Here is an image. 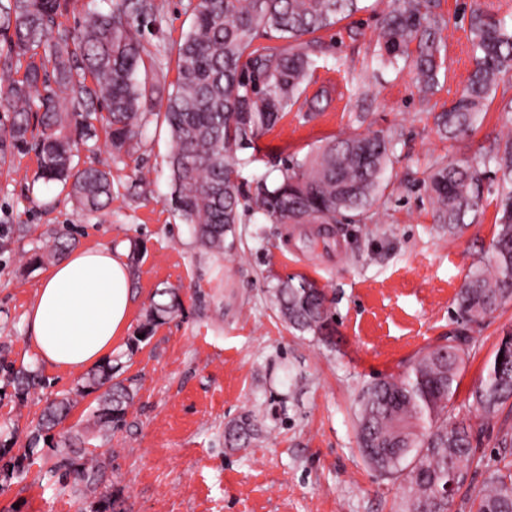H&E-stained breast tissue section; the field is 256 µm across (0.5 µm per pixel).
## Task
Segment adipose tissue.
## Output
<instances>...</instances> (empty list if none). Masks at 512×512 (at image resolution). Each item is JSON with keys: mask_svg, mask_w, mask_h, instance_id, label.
Listing matches in <instances>:
<instances>
[{"mask_svg": "<svg viewBox=\"0 0 512 512\" xmlns=\"http://www.w3.org/2000/svg\"><path fill=\"white\" fill-rule=\"evenodd\" d=\"M132 297L124 247L69 251L46 275L26 315L28 341L58 368L99 364L128 327Z\"/></svg>", "mask_w": 512, "mask_h": 512, "instance_id": "ef3b65f1", "label": "adipose tissue"}]
</instances>
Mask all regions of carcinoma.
Masks as SVG:
<instances>
[{
	"mask_svg": "<svg viewBox=\"0 0 512 512\" xmlns=\"http://www.w3.org/2000/svg\"><path fill=\"white\" fill-rule=\"evenodd\" d=\"M73 0H0V165L20 150L35 151L40 177L69 187L81 209L95 213L112 202V176L73 163L80 146L103 131L117 152L129 151L143 127V108L155 86L138 79L147 67L139 36L155 15L153 0H113L107 13L93 12L66 24ZM360 0H197L192 30L176 54L174 90L157 115L167 123L174 208L193 226L200 245L222 254L241 213L262 215L271 224H336L361 221L385 204V173L395 139L383 132L333 140L304 160L283 161L276 182L260 179L247 191L240 168L257 160L259 138L271 130L307 91L318 40L316 32L359 10ZM449 20L439 0H387L380 45L382 61L407 68L422 99H428L445 65L443 31ZM292 40L286 47H253L259 32ZM467 40L473 69L458 99L434 115L437 132L459 140L473 131L500 82L512 75V12L471 0ZM322 86L305 99L310 112L331 103ZM252 150L240 158V150ZM497 180L498 232L489 256L468 273L456 294L459 335L512 302V137L491 144L471 160L437 161L423 179L437 223L454 236L467 216L482 213V184ZM44 257L56 262L75 245L66 228L48 230ZM136 346L156 326L182 309L180 289L159 293ZM282 318L301 334L328 330L330 312L323 289L293 276L273 292ZM457 335V336H459ZM456 335L448 340H457ZM469 355L468 345H436L399 375L365 384L358 396L356 435L367 465L399 482L401 512H452L455 493L476 463L473 425L457 419L452 400ZM0 378L23 399L46 385L38 371L16 366L0 354ZM104 389L92 413V427L104 438L126 425L133 389L114 380L112 360L99 365L83 384L47 406L29 432L21 453L0 442V486L22 475L40 442L74 407L73 396ZM476 417L490 422L512 412V334L502 337L471 392ZM256 419L245 414L226 432L233 446L257 435ZM75 435L53 450L50 472L97 491L103 461L66 452L78 448ZM468 512H512V465L488 476L466 495Z\"/></svg>",
	"mask_w": 512,
	"mask_h": 512,
	"instance_id": "carcinoma-1",
	"label": "carcinoma"
}]
</instances>
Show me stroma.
<instances>
[{
  "mask_svg": "<svg viewBox=\"0 0 512 512\" xmlns=\"http://www.w3.org/2000/svg\"><path fill=\"white\" fill-rule=\"evenodd\" d=\"M471 0H441L451 19L444 31L446 69L428 102L409 70L375 58L385 0H360L352 17L316 34L313 86L339 92L321 112L293 106L259 140L258 161L241 171L276 181L282 160L304 158L318 146L381 130L396 141L389 198L360 223L271 224L243 217L222 255L203 250L171 203V135L150 114L130 152L105 140L78 161L111 171V203L90 214L68 190L38 177L34 152L15 153L0 169V346L16 363L40 369L49 385L26 399L0 390V426L22 448L48 400L74 389L84 371L42 364L27 340L26 313L50 270L39 261L46 232L69 225L77 248L123 244L134 296L129 337L143 323L156 290H182L181 312L154 336L112 362L131 379L135 399L126 426L110 439H90L86 455L105 460L101 484L123 512H399L396 482L365 463L356 438L357 395L369 381L402 371L456 328L455 297L471 267L486 258L497 232L493 211L448 235L435 224L425 171L435 160L471 157L512 131V83L502 82L484 120L465 139L442 138L432 115L461 94L471 68L465 32ZM155 18L142 36L145 52L164 63L173 87L179 44L197 0H154ZM324 288L335 319L331 338L289 328L271 294L289 275ZM512 332V303L471 330L469 360L453 402L471 418L469 393L502 336ZM260 430L245 447L225 432L243 413ZM512 414L475 428L481 458L467 481L480 486L501 465L496 443ZM34 459L23 476L0 489V512H89L82 492L61 486Z\"/></svg>",
  "mask_w": 512,
  "mask_h": 512,
  "instance_id": "stroma-1",
  "label": "stroma"
}]
</instances>
